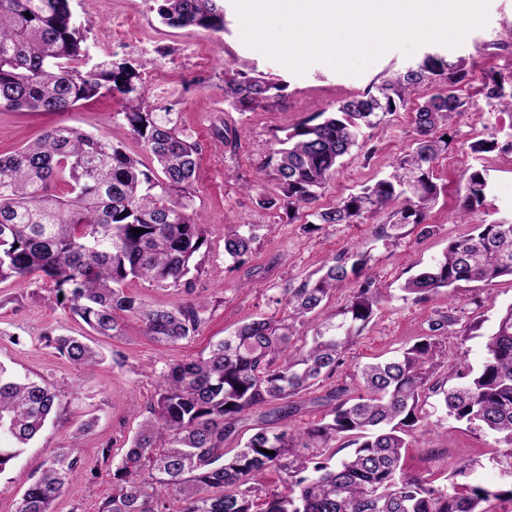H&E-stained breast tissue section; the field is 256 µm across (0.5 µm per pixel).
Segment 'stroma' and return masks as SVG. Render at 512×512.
I'll list each match as a JSON object with an SVG mask.
<instances>
[{
    "label": "stroma",
    "mask_w": 512,
    "mask_h": 512,
    "mask_svg": "<svg viewBox=\"0 0 512 512\" xmlns=\"http://www.w3.org/2000/svg\"><path fill=\"white\" fill-rule=\"evenodd\" d=\"M72 7L89 48L85 68L107 59H124L138 65L140 89L151 104L172 107L179 125L200 144V169L195 184V206L207 228L206 243L197 254L202 274L199 297L208 302L206 321L192 340L160 345L143 334L141 322L124 316L123 338H97L104 355L101 364L80 367L47 346L46 335H81L85 325L57 305L52 284L41 276L30 282H0V364L19 375L44 379L61 392L63 413L49 423L24 449L11 471L0 475V512H17L27 477L39 475L42 464L55 449L67 446L71 434L83 423L91 428L78 442L82 472L53 502V512H95L99 500L112 488L111 463L102 458L111 448L120 460L141 422L139 415L152 398L158 375L176 360L195 357L230 335L239 325L258 317L287 316L282 290L301 282L336 257L353 251L367 253L368 274L381 302L369 325L344 354L345 364L302 395L303 407L282 421L272 419L266 405L254 407L249 425L240 434L249 437L252 423L271 420L273 427H303L320 421L327 408L319 402L328 390L348 383V373L358 364L393 357L428 330L430 319L447 311L448 295L441 292L418 300L405 296L401 287L423 266L440 258L451 240L466 234L471 224L512 221V152H472L473 142L512 139V112H492L481 93L480 79L512 71V0H489L488 21L470 31L462 44L445 48L438 43L421 45L412 55L393 49L358 76L312 64L297 75L280 63L266 59L241 39V24L232 0H225V29L216 33L196 27L173 28L161 23L155 0H73ZM141 33L138 46L117 40L119 22ZM444 52L450 60L464 61L476 81L456 88L466 111L450 130L447 152L433 164L432 180L439 196L428 213L433 233L422 234L416 224L403 225L396 239L380 234L386 214L359 224H316L310 210L295 218L284 212L257 207L258 195H274L272 175H260L269 155L288 130L302 120L335 111L343 101L363 94L372 84L404 72L429 52ZM241 73H266L286 82L280 98L254 111L239 113L224 99V69ZM117 99L96 98L68 113L0 112V154L18 149L48 128L68 124L89 132L110 131L128 151L143 154L118 115ZM412 107L400 108L390 120L365 130L364 144L343 158L336 176L320 191L314 207L335 206L363 186L388 176L407 154L416 136ZM237 129L236 141L224 143L216 129ZM481 171L488 182L486 202L470 223L451 222L465 194L460 173ZM313 207V208H314ZM252 224L257 228L253 252L244 265L224 253V227ZM481 305L470 302L463 291L458 302L462 325L478 321L482 335L452 336L448 348L471 365L484 356V333L498 315L512 306V279L504 277L481 290ZM440 397L430 394L431 429L414 430L404 453L408 470L433 474L437 484L465 459L490 451L491 438L453 424L439 408Z\"/></svg>",
    "instance_id": "stroma-1"
}]
</instances>
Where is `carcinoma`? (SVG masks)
Returning a JSON list of instances; mask_svg holds the SVG:
<instances>
[{
  "instance_id": "obj_1",
  "label": "carcinoma",
  "mask_w": 512,
  "mask_h": 512,
  "mask_svg": "<svg viewBox=\"0 0 512 512\" xmlns=\"http://www.w3.org/2000/svg\"><path fill=\"white\" fill-rule=\"evenodd\" d=\"M72 0H0V111L70 112L79 102L119 96L129 132L149 155L126 150L112 133L91 134L56 125L41 138L0 155V282L24 283L34 273L54 286L58 304L83 321L93 336L123 335L119 313L138 318L144 335L175 343L193 336L205 321L198 300L178 306L150 304L125 291L128 281L195 293L201 264L195 255L206 225L193 203L200 145L178 128L170 112H155L137 88L140 72L124 61L82 66L88 47ZM30 13L27 18L24 13ZM169 27L224 31L221 0H162ZM448 90L423 98L414 109L417 138L395 172L351 194L336 206L312 213L318 224H356L365 214L399 203L392 223L434 231L428 212L438 195L432 164L448 149V128L466 101L453 87L471 80L461 61L427 54L416 68L372 85L339 104L317 123L306 120L280 141L273 172L281 194L261 195L264 210L293 219L303 205L359 146L363 129L405 106L418 89L437 80ZM285 86L266 77L225 72L224 98L247 112L281 96ZM493 111L512 107V75H489L482 89ZM488 182L474 170L458 209L465 223L486 201ZM142 228L134 235L132 229ZM255 228L224 227V252L239 265L255 243ZM366 254L353 252L285 288L288 317H264L239 327L207 355L170 363L159 374L147 416L112 471V490L97 512H494L512 504V306L498 318L474 368L448 357L447 340L460 321L457 291L464 284L512 278V222L476 224L448 244L443 257L409 278L403 291L422 298L448 289V312L430 320L429 333L390 360L366 364L351 374L365 394L348 396L342 385L327 393L321 421L304 428H256L243 447L226 456L240 424L258 404L279 418L298 412V398L344 364L343 354L373 319L380 297L365 278L349 303L326 307L340 284L359 278ZM318 321L311 341L292 347L297 325ZM51 345L71 363L90 367L103 360L85 336H51ZM448 366L445 386L435 380ZM443 395L447 418L503 445L491 457L461 463L448 484L436 486L405 469L408 436L426 418L427 393ZM60 406L58 391L42 381L15 376L0 363V475ZM348 440L340 457L336 442ZM72 443L58 448L41 474L29 478L18 512H51L53 501L81 468ZM269 453H263V450ZM492 466L497 485L472 479ZM274 471L282 490H264ZM464 478L459 482L456 477Z\"/></svg>"
}]
</instances>
